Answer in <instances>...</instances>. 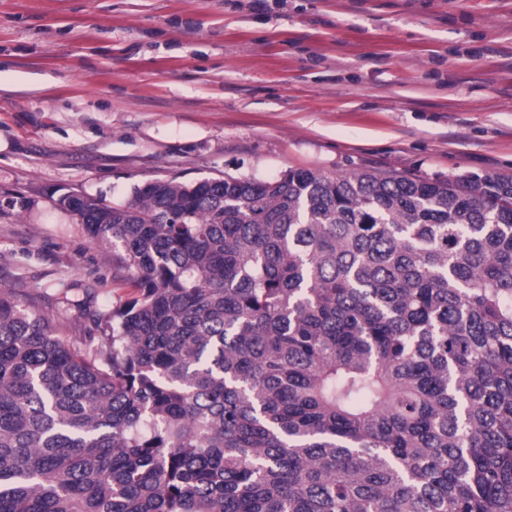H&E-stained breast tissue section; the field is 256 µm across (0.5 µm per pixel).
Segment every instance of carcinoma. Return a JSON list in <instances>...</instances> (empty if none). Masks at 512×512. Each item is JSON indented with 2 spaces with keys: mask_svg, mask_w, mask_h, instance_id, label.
I'll return each instance as SVG.
<instances>
[{
  "mask_svg": "<svg viewBox=\"0 0 512 512\" xmlns=\"http://www.w3.org/2000/svg\"><path fill=\"white\" fill-rule=\"evenodd\" d=\"M101 336L0 290V512H512V177L63 193Z\"/></svg>",
  "mask_w": 512,
  "mask_h": 512,
  "instance_id": "carcinoma-1",
  "label": "carcinoma"
}]
</instances>
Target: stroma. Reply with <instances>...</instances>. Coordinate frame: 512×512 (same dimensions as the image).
Returning <instances> with one entry per match:
<instances>
[{
  "label": "stroma",
  "mask_w": 512,
  "mask_h": 512,
  "mask_svg": "<svg viewBox=\"0 0 512 512\" xmlns=\"http://www.w3.org/2000/svg\"><path fill=\"white\" fill-rule=\"evenodd\" d=\"M301 168L512 176V0H0V288L22 304L92 335L60 281L118 300L56 189Z\"/></svg>",
  "instance_id": "35a3bbf8"
}]
</instances>
